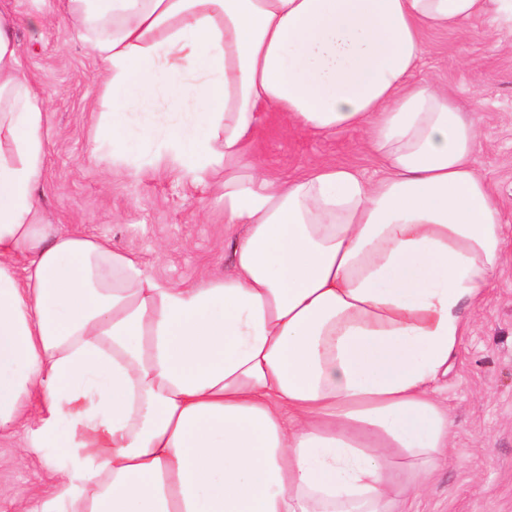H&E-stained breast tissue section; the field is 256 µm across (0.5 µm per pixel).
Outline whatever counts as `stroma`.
<instances>
[{
    "label": "stroma",
    "mask_w": 512,
    "mask_h": 512,
    "mask_svg": "<svg viewBox=\"0 0 512 512\" xmlns=\"http://www.w3.org/2000/svg\"><path fill=\"white\" fill-rule=\"evenodd\" d=\"M0 7L17 21L26 76L48 107L45 168L37 191L48 222L108 238L171 282L189 284L203 273L230 271L221 188L154 164L163 146L158 131L171 119L169 107L157 100L128 113V121L142 130L132 161L143 173L115 172L110 151L94 141L97 114L105 109L101 64L76 37L65 0H0ZM36 13L45 24L34 33L26 20ZM424 40L418 75L447 86L461 110L477 121L481 136L473 166L512 227V42L497 41L479 22L465 37L428 31ZM287 124L286 115L271 112L258 131L255 151L268 174L288 179L332 161L353 165L366 178L379 177L359 134H289ZM439 397L454 421L449 458L429 489L405 504V512H512V230L494 286L471 314L439 383ZM52 483L23 433L0 439V486L7 489L0 512H15L17 501L37 499Z\"/></svg>",
    "instance_id": "1"
}]
</instances>
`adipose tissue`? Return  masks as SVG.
<instances>
[{
    "label": "adipose tissue",
    "mask_w": 512,
    "mask_h": 512,
    "mask_svg": "<svg viewBox=\"0 0 512 512\" xmlns=\"http://www.w3.org/2000/svg\"><path fill=\"white\" fill-rule=\"evenodd\" d=\"M103 72L95 140L130 174L121 113L163 96L165 161L221 182L233 268L157 279L46 222L47 105L0 10V436L50 449L18 512H394L447 454L436 398L503 229L477 123L414 73L426 31L512 0H66ZM362 133L381 178L326 162L288 180L264 113Z\"/></svg>",
    "instance_id": "ef3b65f1"
}]
</instances>
